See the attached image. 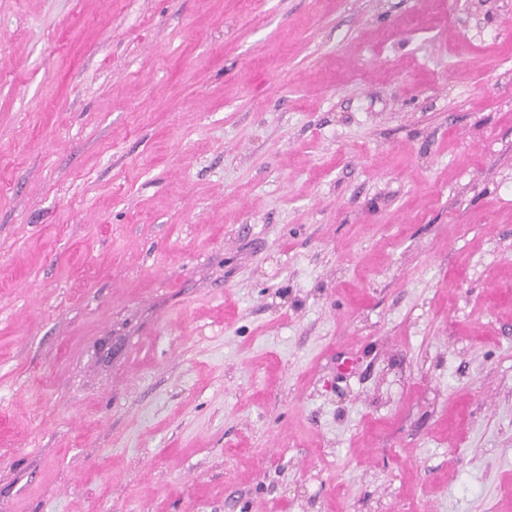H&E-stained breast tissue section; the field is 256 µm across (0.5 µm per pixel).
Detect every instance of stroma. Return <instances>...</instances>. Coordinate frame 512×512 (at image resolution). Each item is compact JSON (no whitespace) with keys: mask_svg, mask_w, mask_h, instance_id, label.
I'll list each match as a JSON object with an SVG mask.
<instances>
[{"mask_svg":"<svg viewBox=\"0 0 512 512\" xmlns=\"http://www.w3.org/2000/svg\"><path fill=\"white\" fill-rule=\"evenodd\" d=\"M0 512H512V0H0Z\"/></svg>","mask_w":512,"mask_h":512,"instance_id":"stroma-1","label":"stroma"}]
</instances>
